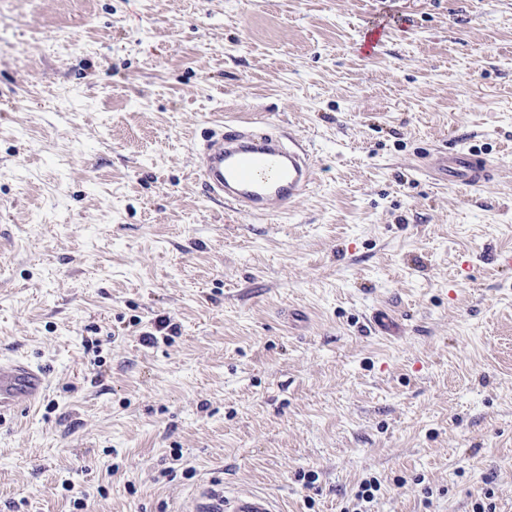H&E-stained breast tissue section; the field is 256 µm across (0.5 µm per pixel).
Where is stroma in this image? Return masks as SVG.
<instances>
[{
	"label": "stroma",
	"instance_id": "1",
	"mask_svg": "<svg viewBox=\"0 0 512 512\" xmlns=\"http://www.w3.org/2000/svg\"><path fill=\"white\" fill-rule=\"evenodd\" d=\"M241 120L310 146L306 196L207 195ZM452 146L500 177L435 181ZM507 250L512 0H0V357L47 373L0 512H345L372 477V512H512ZM190 512H278L275 499L263 492L225 494L223 488L207 487L187 507Z\"/></svg>",
	"mask_w": 512,
	"mask_h": 512
}]
</instances>
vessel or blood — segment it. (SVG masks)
<instances>
[{"instance_id":"1","label":"vessel or blood","mask_w":512,"mask_h":512,"mask_svg":"<svg viewBox=\"0 0 512 512\" xmlns=\"http://www.w3.org/2000/svg\"><path fill=\"white\" fill-rule=\"evenodd\" d=\"M197 173L209 196L245 213H261L305 196L313 182L316 160L301 140L282 141L274 132L256 133L250 124L225 123L197 154ZM437 180L456 186L485 184L493 167L472 150L441 151L433 167ZM46 390V374L24 359H0V425L32 408ZM189 512H279L263 492L225 494L208 487L194 497Z\"/></svg>"}]
</instances>
